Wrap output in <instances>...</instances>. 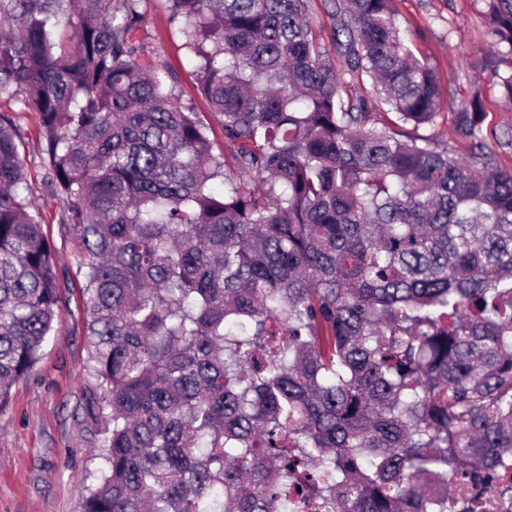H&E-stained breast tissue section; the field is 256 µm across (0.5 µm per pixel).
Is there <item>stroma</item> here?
Segmentation results:
<instances>
[{
    "label": "stroma",
    "instance_id": "obj_1",
    "mask_svg": "<svg viewBox=\"0 0 512 512\" xmlns=\"http://www.w3.org/2000/svg\"><path fill=\"white\" fill-rule=\"evenodd\" d=\"M487 0H394L411 46L436 70L443 105L432 124L419 135L436 147L465 156L471 140L457 131L458 113L472 96L484 105L482 133L501 142L496 162L512 169V103L503 99L501 78L512 75V56L491 49L484 11ZM148 23L142 34L148 50L168 62L183 103L208 121L214 153L224 150V133L209 103L197 88V77L183 39L168 23L167 0H143ZM330 0H309L311 25L337 72L347 65L331 39ZM16 128L23 138L32 195L45 212V230L56 248L57 271L69 288L58 310L57 331L45 343L33 372L12 389L10 407L0 412V512H80L83 475L99 470L98 435L87 420L85 405L95 390L86 374L88 342L84 334L85 303L78 287L80 246L60 224L61 207L51 200L44 180L36 112L16 110Z\"/></svg>",
    "mask_w": 512,
    "mask_h": 512
}]
</instances>
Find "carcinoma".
<instances>
[{
	"label": "carcinoma",
	"mask_w": 512,
	"mask_h": 512,
	"mask_svg": "<svg viewBox=\"0 0 512 512\" xmlns=\"http://www.w3.org/2000/svg\"><path fill=\"white\" fill-rule=\"evenodd\" d=\"M226 151L147 51L142 0H0V100L39 116L83 247L103 466L81 512H448L512 467V171L475 95L461 157L386 124L308 0H169ZM333 45L398 121L442 105L392 0H334ZM512 55V3L489 0ZM0 112V412L62 284ZM330 0H310L309 14L313 31L321 46L328 54V57L337 72L347 73L345 59L336 54L331 39L333 19L331 17L332 3ZM348 97L354 102L359 99H365L367 101V111L364 125L365 127L380 126L382 122L388 121V118H393L392 114H386V107L381 106L376 102L372 94L369 80L363 76L361 78H355L350 82L347 88Z\"/></svg>",
	"instance_id": "1"
}]
</instances>
